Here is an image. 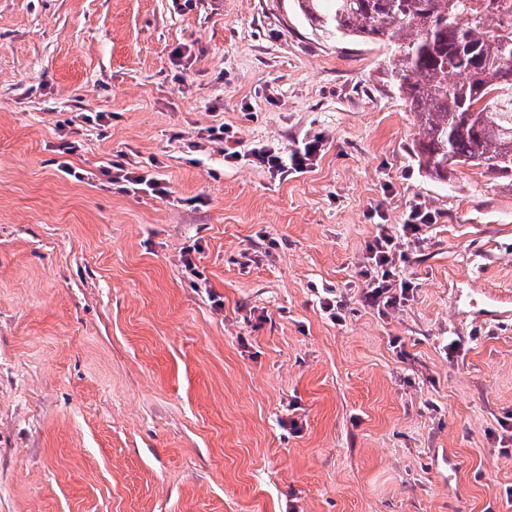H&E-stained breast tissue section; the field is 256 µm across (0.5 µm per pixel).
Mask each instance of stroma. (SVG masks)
Masks as SVG:
<instances>
[{
    "mask_svg": "<svg viewBox=\"0 0 512 512\" xmlns=\"http://www.w3.org/2000/svg\"><path fill=\"white\" fill-rule=\"evenodd\" d=\"M392 58L295 0H0V512H512V178L428 176ZM98 111L71 182L55 125ZM221 123L321 156L188 154ZM117 154L172 198L99 176ZM417 204L413 296L378 314L370 214ZM200 138L211 143L224 144V162L234 163L238 160H248L258 168L272 176L286 179L294 173H303L316 164L322 151V140H308L289 153L281 152L267 145L253 146L243 153L236 132L229 125L222 123L201 129ZM205 136V137H202Z\"/></svg>",
    "mask_w": 512,
    "mask_h": 512,
    "instance_id": "obj_1",
    "label": "stroma"
}]
</instances>
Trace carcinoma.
Instances as JSON below:
<instances>
[{"label":"carcinoma","mask_w":512,"mask_h":512,"mask_svg":"<svg viewBox=\"0 0 512 512\" xmlns=\"http://www.w3.org/2000/svg\"><path fill=\"white\" fill-rule=\"evenodd\" d=\"M338 38L396 49L386 82L414 115L418 164L436 179L459 165L512 177V21L498 0H296Z\"/></svg>","instance_id":"carcinoma-1"}]
</instances>
